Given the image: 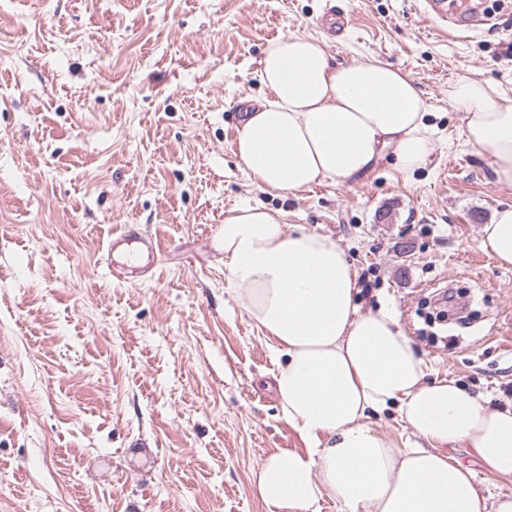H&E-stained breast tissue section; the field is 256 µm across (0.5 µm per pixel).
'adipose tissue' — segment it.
Instances as JSON below:
<instances>
[{
  "label": "adipose tissue",
  "instance_id": "adipose-tissue-1",
  "mask_svg": "<svg viewBox=\"0 0 512 512\" xmlns=\"http://www.w3.org/2000/svg\"><path fill=\"white\" fill-rule=\"evenodd\" d=\"M259 80L265 95L241 122L236 155L262 188L353 181L387 150L410 174L433 150L427 99L391 65L337 64L322 40L290 34L268 42ZM448 101L463 111L467 144L512 186V97L463 74ZM479 245L512 267V203L495 209ZM220 246L229 285H245L240 304L273 342L281 416L305 443L254 472L270 512H320L327 499L342 512H512L510 497L487 505L474 470L443 451L459 445L488 475L512 479V407L428 379L396 310L361 311L357 271L335 240L247 206L225 215ZM391 407L404 435L372 419Z\"/></svg>",
  "mask_w": 512,
  "mask_h": 512
}]
</instances>
